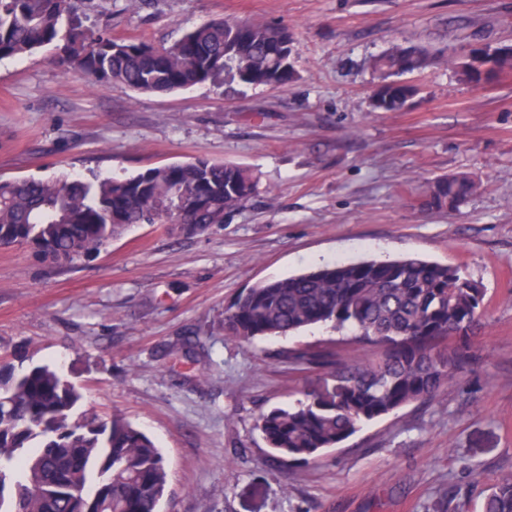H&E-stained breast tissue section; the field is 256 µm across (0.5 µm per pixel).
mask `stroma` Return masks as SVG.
<instances>
[{"label": "stroma", "instance_id": "obj_1", "mask_svg": "<svg viewBox=\"0 0 512 512\" xmlns=\"http://www.w3.org/2000/svg\"><path fill=\"white\" fill-rule=\"evenodd\" d=\"M90 15L157 45L214 18L280 24L298 77L139 94L94 90L49 48L0 60V178L124 176L201 157L257 180L223 223L143 224L75 268L0 247V353L56 368L82 410L119 411L152 437L169 475L159 512H482L483 487L512 474V78L478 89L437 66L409 75L419 93L406 111L376 112L367 60L394 41L512 46V0H93ZM456 173L480 190L456 211L419 207L420 182ZM406 255L484 288L474 363L317 461L282 463L256 420L325 373L281 351L332 345L355 360L366 348L325 327L239 342L225 308L264 281ZM185 341L196 360L173 353Z\"/></svg>", "mask_w": 512, "mask_h": 512}]
</instances>
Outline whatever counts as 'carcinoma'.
Wrapping results in <instances>:
<instances>
[{
    "label": "carcinoma",
    "mask_w": 512,
    "mask_h": 512,
    "mask_svg": "<svg viewBox=\"0 0 512 512\" xmlns=\"http://www.w3.org/2000/svg\"><path fill=\"white\" fill-rule=\"evenodd\" d=\"M83 0H0V60L56 49L60 65L96 89L115 83L142 94L198 84L283 89L296 78L292 33L260 20L205 22L169 45L118 39L87 24ZM446 65L477 86L512 77V47L466 43L435 55L392 43L368 66L381 83L380 112H400L418 88L400 77ZM243 166L204 158L125 177L92 172L0 179V246H24L55 266L83 264L139 224L197 233L224 223L256 191ZM480 189L467 174L418 187L427 210L457 208ZM484 293L459 267L418 257L326 264L262 282L224 310V335L251 342L313 326L348 331L373 347L347 363L330 349L282 358L327 371L319 390L262 413L256 429L286 462L308 464L373 421L435 396L471 364ZM0 512H158L168 471L154 441L125 416L76 414L83 395L56 370L0 354ZM483 512H512V475L484 494Z\"/></svg>",
    "instance_id": "1"
}]
</instances>
